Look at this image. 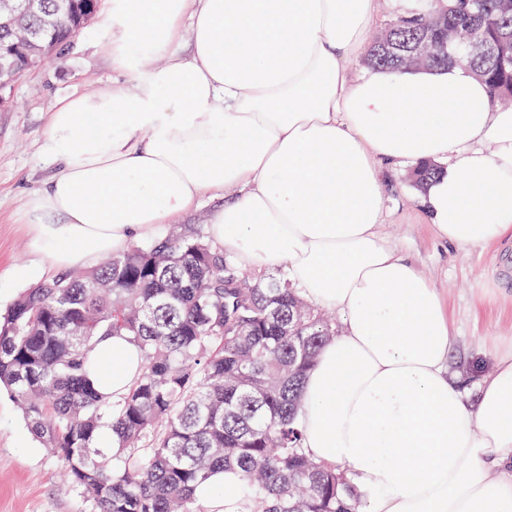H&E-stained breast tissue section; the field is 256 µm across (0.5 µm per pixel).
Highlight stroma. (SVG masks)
Returning a JSON list of instances; mask_svg holds the SVG:
<instances>
[{
	"label": "stroma",
	"instance_id": "1",
	"mask_svg": "<svg viewBox=\"0 0 512 512\" xmlns=\"http://www.w3.org/2000/svg\"><path fill=\"white\" fill-rule=\"evenodd\" d=\"M106 35L91 22L58 58L15 80L0 107V310L52 271L25 222L29 199L56 175L43 151L51 111L59 100L110 87L117 73ZM405 168H386L382 233L443 296L457 344L451 369L474 390L471 362L512 349V240L462 249L436 236ZM0 512H92L83 489L67 483L63 463L32 433L10 392L0 391Z\"/></svg>",
	"mask_w": 512,
	"mask_h": 512
}]
</instances>
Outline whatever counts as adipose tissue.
<instances>
[{
  "label": "adipose tissue",
  "instance_id": "adipose-tissue-1",
  "mask_svg": "<svg viewBox=\"0 0 512 512\" xmlns=\"http://www.w3.org/2000/svg\"><path fill=\"white\" fill-rule=\"evenodd\" d=\"M385 0H108L106 91L62 100L45 154L62 170L29 203L57 269L95 266L224 197L208 233L242 267L285 268L342 326L309 371L298 423L364 512H512V351L476 397L450 376L456 336L437 289L380 233L381 171L429 162L437 235L478 248L512 234V109L462 64L355 74ZM152 47L143 69L127 47ZM92 380L121 397L143 356L95 345ZM240 476L195 491L237 512Z\"/></svg>",
  "mask_w": 512,
  "mask_h": 512
}]
</instances>
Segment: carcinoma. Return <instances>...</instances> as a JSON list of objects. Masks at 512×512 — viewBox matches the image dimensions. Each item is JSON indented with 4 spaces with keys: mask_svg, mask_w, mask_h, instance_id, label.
<instances>
[{
    "mask_svg": "<svg viewBox=\"0 0 512 512\" xmlns=\"http://www.w3.org/2000/svg\"><path fill=\"white\" fill-rule=\"evenodd\" d=\"M504 0H423L373 38V68L404 67L402 49L439 20L467 43L512 44ZM59 0L19 9L0 45L44 34L63 46L82 23L75 10L49 28ZM468 64L495 103L512 101V68L493 55L450 49L425 67ZM437 174L410 172L416 190ZM127 335L144 358L130 391L114 401L91 386L89 352ZM335 322L299 297L284 270L248 282L223 248L190 225L133 243L101 265L60 272L0 313V387L31 431L65 464L93 512H198L194 491L216 470L240 474L241 512H360L347 476L315 461L297 423L305 376ZM117 451H112V448Z\"/></svg>",
    "mask_w": 512,
    "mask_h": 512,
    "instance_id": "carcinoma-1",
    "label": "carcinoma"
}]
</instances>
